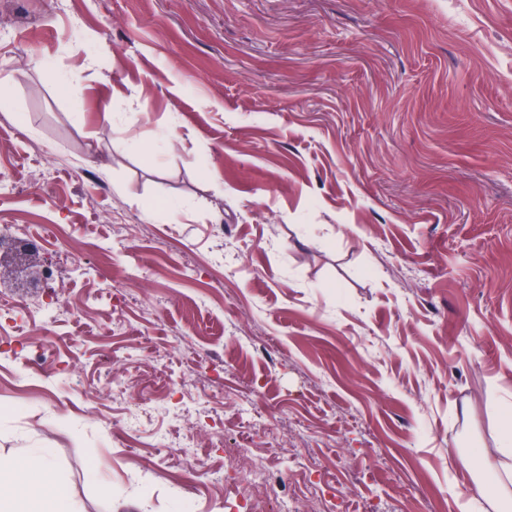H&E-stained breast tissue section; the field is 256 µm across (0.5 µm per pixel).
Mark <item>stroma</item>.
Here are the masks:
<instances>
[{
	"label": "stroma",
	"mask_w": 512,
	"mask_h": 512,
	"mask_svg": "<svg viewBox=\"0 0 512 512\" xmlns=\"http://www.w3.org/2000/svg\"><path fill=\"white\" fill-rule=\"evenodd\" d=\"M1 224L62 234L0 276V460L78 512L512 506V0H0Z\"/></svg>",
	"instance_id": "obj_1"
}]
</instances>
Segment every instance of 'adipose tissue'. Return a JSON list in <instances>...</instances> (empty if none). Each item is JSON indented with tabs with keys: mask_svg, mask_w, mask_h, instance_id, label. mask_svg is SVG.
<instances>
[{
	"mask_svg": "<svg viewBox=\"0 0 512 512\" xmlns=\"http://www.w3.org/2000/svg\"><path fill=\"white\" fill-rule=\"evenodd\" d=\"M0 512H77L50 449L27 448L0 461Z\"/></svg>",
	"mask_w": 512,
	"mask_h": 512,
	"instance_id": "adipose-tissue-1",
	"label": "adipose tissue"
}]
</instances>
